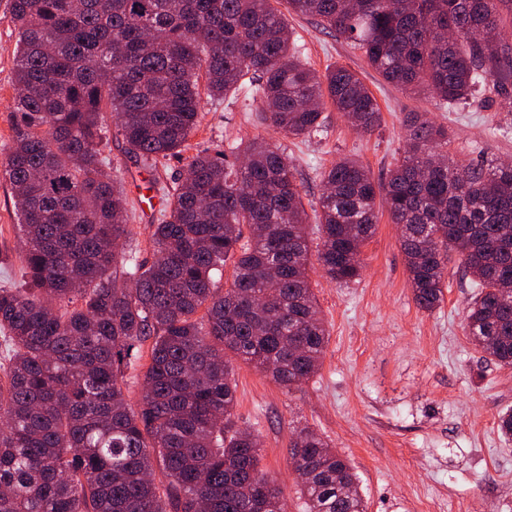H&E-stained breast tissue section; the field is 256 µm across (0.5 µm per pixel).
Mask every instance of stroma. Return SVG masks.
Segmentation results:
<instances>
[{
    "label": "stroma",
    "mask_w": 512,
    "mask_h": 512,
    "mask_svg": "<svg viewBox=\"0 0 512 512\" xmlns=\"http://www.w3.org/2000/svg\"><path fill=\"white\" fill-rule=\"evenodd\" d=\"M11 0H0V161L13 137L17 33ZM303 58L316 71L341 64L356 70L381 110L372 134L356 131L327 107L328 132L305 140L280 135L257 121L259 101L228 92L224 100L203 99L200 123L190 143L216 149L262 139L292 160L306 212H314L318 173L351 154L381 177L399 162L405 146L403 120L409 112L430 113L453 133L449 147L459 162L512 160V132L498 131L493 106L438 110L383 82L358 50L317 27L315 20L289 16ZM112 177L128 202L126 222L141 258L152 256L150 226L155 206L148 182L167 191L187 173V157L157 170L126 154L119 138L110 143ZM6 184L0 182V287L19 284L24 246ZM399 228L381 216L362 248L360 279L342 285L320 269L311 273L321 316L329 331L323 364L310 380L284 389L239 359L234 423L258 435L261 465L281 487L288 512H303L288 448L302 426L322 434L357 473L366 512H512V442L501 437L500 414L512 409V368L485 358L468 338L465 316L473 284L458 261L448 265L444 300L424 311L408 282Z\"/></svg>",
    "instance_id": "35a3bbf8"
}]
</instances>
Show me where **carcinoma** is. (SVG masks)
Here are the masks:
<instances>
[{
  "label": "carcinoma",
  "instance_id": "obj_1",
  "mask_svg": "<svg viewBox=\"0 0 512 512\" xmlns=\"http://www.w3.org/2000/svg\"><path fill=\"white\" fill-rule=\"evenodd\" d=\"M280 1L396 88L441 108L483 95L512 127V0H11L18 95L0 179L25 249L23 283L0 288V512H286L257 436L234 424L228 354L288 390L314 377L329 333L309 271L359 279L351 258L383 208L417 306H440L457 255L480 288L468 336L512 367V165L455 163L427 112L405 116L384 181L347 156L320 173L316 262L294 167L262 140L196 151L150 225L151 260L136 259L110 126L150 168L190 149L201 77L213 101L249 80L257 119L288 137L324 132L327 101L359 132L380 126L356 71L321 75L296 54ZM289 464L306 512H365L322 435L296 431Z\"/></svg>",
  "mask_w": 512,
  "mask_h": 512
}]
</instances>
